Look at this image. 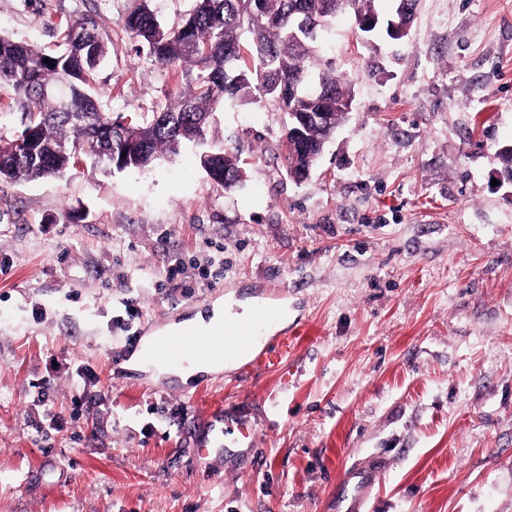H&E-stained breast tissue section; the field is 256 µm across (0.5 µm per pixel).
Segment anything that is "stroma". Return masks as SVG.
<instances>
[{"mask_svg":"<svg viewBox=\"0 0 512 512\" xmlns=\"http://www.w3.org/2000/svg\"><path fill=\"white\" fill-rule=\"evenodd\" d=\"M137 4L0 0V35L50 47L94 18L99 105L137 119L185 86L124 32ZM318 54L353 104L304 181L266 99L216 113L209 138L244 170L228 191L191 146L0 180V512H322L374 451L391 465L369 512H512V0H420L399 40L343 13ZM259 286L300 331L281 370L185 383L136 359L133 337L247 313ZM230 404L256 447L199 456Z\"/></svg>","mask_w":512,"mask_h":512,"instance_id":"1","label":"stroma"}]
</instances>
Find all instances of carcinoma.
I'll return each instance as SVG.
<instances>
[{
	"mask_svg": "<svg viewBox=\"0 0 512 512\" xmlns=\"http://www.w3.org/2000/svg\"><path fill=\"white\" fill-rule=\"evenodd\" d=\"M326 0H196L182 22L165 26L140 0L122 25L137 49L157 63L182 73L186 90L170 106L125 125L100 109L95 75L106 56L95 22L76 20L60 32L61 47L46 50L0 36V86L9 87L22 110L23 130L32 131L25 147L15 139L0 142V179L34 180L60 176L84 145L93 164L117 171L142 170L177 153L196 128L204 137L226 99L270 98L301 123L302 112H328L332 125L303 124L301 148L285 150L290 176L315 165L350 112L351 87L318 58L316 43L340 11L355 21L378 14L376 0H340L333 10ZM251 39L241 40L244 32ZM51 59L45 63L44 59ZM66 86L68 105L52 93ZM136 156H123L127 147ZM500 175L512 182V145L497 153ZM210 178L224 189L243 173L237 156L217 150L209 161Z\"/></svg>",
	"mask_w": 512,
	"mask_h": 512,
	"instance_id": "1",
	"label": "carcinoma"
}]
</instances>
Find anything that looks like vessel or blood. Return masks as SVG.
<instances>
[{
	"label": "vessel or blood",
	"mask_w": 512,
	"mask_h": 512,
	"mask_svg": "<svg viewBox=\"0 0 512 512\" xmlns=\"http://www.w3.org/2000/svg\"><path fill=\"white\" fill-rule=\"evenodd\" d=\"M268 290H260L258 304L252 315V335H243L237 321L225 317L224 332L218 337L206 340L196 339L192 327H184L176 337L164 343L162 351L149 348L144 350L145 360L169 362L174 351H181L191 357L204 351L220 347L225 353L244 359L243 370L247 375L255 376L269 372L281 365L294 349L291 336H281L275 341L262 345L258 342L265 326L276 316V309L269 303ZM209 447L251 448L255 445L252 424L244 417L215 413L211 416ZM386 467L384 456L375 454L346 466L336 482V494L325 504L327 512H366L367 503L379 474Z\"/></svg>",
	"instance_id": "obj_1"
}]
</instances>
